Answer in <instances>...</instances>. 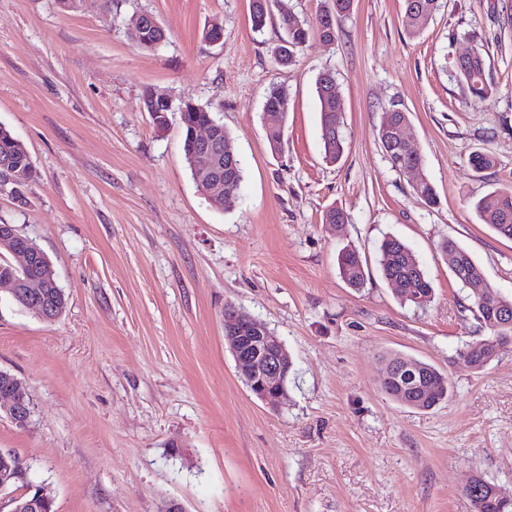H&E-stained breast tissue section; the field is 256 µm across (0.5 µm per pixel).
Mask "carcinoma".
<instances>
[{"label":"carcinoma","instance_id":"obj_1","mask_svg":"<svg viewBox=\"0 0 512 512\" xmlns=\"http://www.w3.org/2000/svg\"><path fill=\"white\" fill-rule=\"evenodd\" d=\"M405 25L407 31L416 35L420 33L421 26L417 17L423 13L432 16L441 7V0H403ZM277 6L280 15V25L283 29L282 40L288 42V57L276 58L282 66H289L295 62L296 55L308 41L312 32L319 36L332 38L336 36L339 23L347 16L353 6V0H328V4L316 17V23L307 21L295 22V15L288 8L286 0H251V21L256 31L262 30L270 15L271 7ZM166 37L165 30L157 21H148L146 26L136 32H129L132 44L141 50L155 49L154 43ZM334 77V73L326 70L316 78V92L320 106L321 140L325 158L331 162L339 160L344 152V138L341 131V108L335 103V96L325 85V81ZM452 77L468 93L469 97L483 100L495 91V86L486 75V63L483 53L479 52L472 59L461 66H452ZM289 98L283 95V87L272 84L267 88L263 110L271 114L289 109ZM188 111L180 115L182 150L189 155V146L193 144L194 128L208 123L214 118L212 107L202 105L198 110L190 104H185ZM383 152L391 167L398 172L423 165L424 160L420 152L414 147H403L380 143ZM223 178L225 190L233 196H238L243 181V167L239 158L231 163H223ZM10 171L14 181L2 186L0 192L9 193L19 204H27L25 191L35 180L36 169L32 158L25 146L13 135L10 129L0 125V174ZM475 209L482 223L489 225L498 234L512 239V191L509 189L495 190L481 197L475 202ZM443 253H453L457 263L452 268L456 280L466 287L484 281V274L475 259L456 240L448 238L441 244ZM380 272L384 280L389 283L397 282L400 287L392 289L402 305H411L417 308L428 306L433 300V286L425 273L415 252L401 239L394 236L384 237L379 244ZM339 274L343 280L353 288H360L365 282V268L363 258L357 248L346 246L337 256ZM40 305L55 316L62 313L66 305L65 292L60 290L55 296L48 294L40 298ZM479 327L487 329L490 334L482 336L465 344L460 354L470 360L477 368H483L496 357L501 350L512 342V326L500 327L504 319L512 321V297L502 295L497 289L485 291L481 302L471 298L470 308ZM396 359L405 364L420 367L419 376L408 391H403V380L397 377L383 379L380 385L384 394L394 402L404 397L410 402V408L420 411L430 410L448 399V379L435 366L407 356H393L387 359L392 362ZM474 486L466 490L471 500L473 512H512V500L499 498L495 492V485L476 475L473 477Z\"/></svg>","mask_w":512,"mask_h":512}]
</instances>
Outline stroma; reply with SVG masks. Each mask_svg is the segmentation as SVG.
<instances>
[{
	"instance_id": "stroma-1",
	"label": "stroma",
	"mask_w": 512,
	"mask_h": 512,
	"mask_svg": "<svg viewBox=\"0 0 512 512\" xmlns=\"http://www.w3.org/2000/svg\"><path fill=\"white\" fill-rule=\"evenodd\" d=\"M153 14L167 32L135 48L129 22ZM220 23L223 39L205 31ZM271 14L252 28L250 0H0V124L37 177L21 207L0 193V224L48 257L67 304L42 320L0 296V370L31 404L27 427L0 415L15 454L55 512H473L482 475L512 499V344L476 369L444 239L464 246L512 296V240L472 201L512 189V0H444L409 37L403 0H354L333 43L311 36L278 65ZM479 46L495 91L470 103L450 76ZM332 70L345 154L323 158L315 81ZM290 106L280 152L263 101ZM214 107L244 168L233 206L212 203L183 157L181 121L157 127L146 91ZM398 103L424 157L419 176L392 169L379 143ZM478 152L494 168L476 173ZM428 180L437 203L413 190ZM332 206L348 223H323ZM404 241L434 287L401 306L378 265L384 236ZM366 259L363 288L340 277L345 245ZM243 307L293 361L277 406L254 397L224 337V306ZM435 365L447 402L428 411L390 400V354ZM283 87L280 85H270L267 88L265 94L264 101V112H270L271 115L279 114L278 117L275 118L274 125H269L266 127V135L267 139L272 146L273 143H280V137H282L283 129H284V119L282 117V113H284L287 117L288 109L290 105L289 98L283 95ZM281 111V112H278ZM286 111V112H283ZM263 112V116H264ZM281 113V114H280ZM279 130V131H278ZM280 132V133H279Z\"/></svg>"
}]
</instances>
